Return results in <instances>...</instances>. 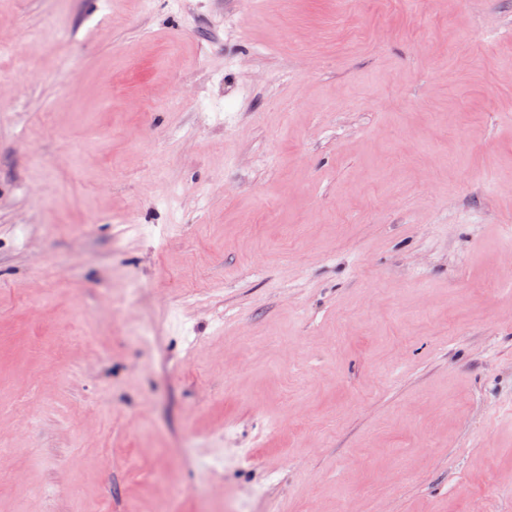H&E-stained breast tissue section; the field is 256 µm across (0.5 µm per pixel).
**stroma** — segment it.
I'll return each instance as SVG.
<instances>
[{"instance_id":"1","label":"stroma","mask_w":512,"mask_h":512,"mask_svg":"<svg viewBox=\"0 0 512 512\" xmlns=\"http://www.w3.org/2000/svg\"><path fill=\"white\" fill-rule=\"evenodd\" d=\"M0 512H512V0H0Z\"/></svg>"}]
</instances>
